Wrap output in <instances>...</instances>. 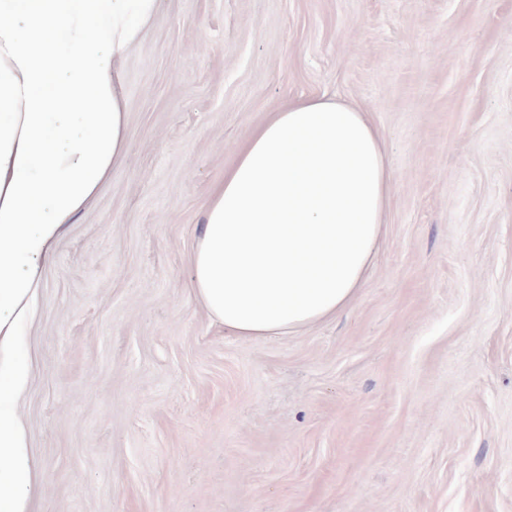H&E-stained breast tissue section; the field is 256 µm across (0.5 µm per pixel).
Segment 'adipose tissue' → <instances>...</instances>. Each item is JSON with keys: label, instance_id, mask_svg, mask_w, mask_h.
Segmentation results:
<instances>
[{"label": "adipose tissue", "instance_id": "1", "mask_svg": "<svg viewBox=\"0 0 512 512\" xmlns=\"http://www.w3.org/2000/svg\"><path fill=\"white\" fill-rule=\"evenodd\" d=\"M156 0H0V512H27L37 461L14 408L42 267L126 159L121 63ZM394 172L368 113L301 96L251 133L190 256L243 339L336 316L364 288Z\"/></svg>", "mask_w": 512, "mask_h": 512}]
</instances>
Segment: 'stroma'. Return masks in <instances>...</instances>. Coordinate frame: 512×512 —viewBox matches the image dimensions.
Returning <instances> with one entry per match:
<instances>
[{"instance_id": "1", "label": "stroma", "mask_w": 512, "mask_h": 512, "mask_svg": "<svg viewBox=\"0 0 512 512\" xmlns=\"http://www.w3.org/2000/svg\"><path fill=\"white\" fill-rule=\"evenodd\" d=\"M126 161L26 327L29 512H512V0H157ZM369 112L395 171L353 303L242 340L203 211L289 99Z\"/></svg>"}]
</instances>
